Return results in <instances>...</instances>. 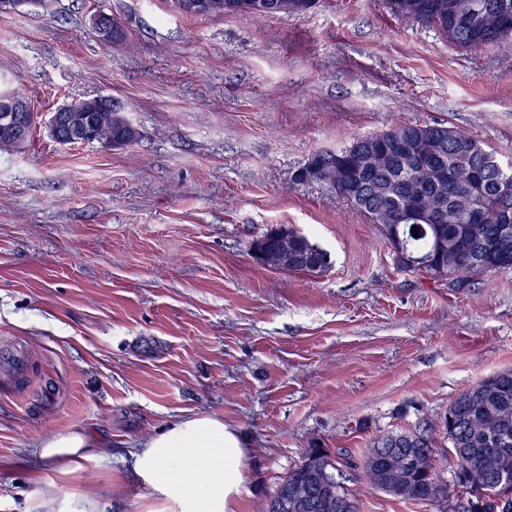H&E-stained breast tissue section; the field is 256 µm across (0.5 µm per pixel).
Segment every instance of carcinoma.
I'll use <instances>...</instances> for the list:
<instances>
[{"mask_svg": "<svg viewBox=\"0 0 512 512\" xmlns=\"http://www.w3.org/2000/svg\"><path fill=\"white\" fill-rule=\"evenodd\" d=\"M181 11L194 16L246 15L260 19L271 15H299L309 11L315 0H279V9L266 10V0H178ZM454 0H391L394 13L403 20L422 23L436 31L454 47L477 50L512 39V0H476L497 21L489 30L486 24L474 25L458 16ZM110 35L108 47L126 42L124 27L107 17ZM70 122L65 144L99 143L122 148L134 145L140 130L118 103L106 108L99 98L73 99L60 106ZM0 111V153L20 152L24 140L5 133L7 120ZM94 126V137L81 132ZM444 139L448 152L444 167L448 179L426 189L428 203L455 219L453 224L422 223L407 216L409 200L405 184L414 180L416 164L412 158H424L433 141ZM493 158L484 172L483 193L479 202L484 212L480 224H469L462 215L471 203L468 170L479 158ZM299 184L324 183L338 196L366 214L379 227L391 246L394 262L402 271H421L446 280L454 288H468L487 273L512 271V214L507 216L501 197L512 205V163H501L494 153L461 129L444 124H400L384 131L353 138L339 150H320L294 175ZM419 237H414V234ZM288 238L293 253L286 270L319 273L329 266L328 253L302 233L284 225L270 228L263 235L262 265L280 268L276 249ZM444 427L456 459V483L466 487V472L478 464L491 465L493 457L507 453L512 457V370L487 377L462 390L445 414ZM390 452L418 460L421 469L409 468L404 474L405 487L385 479L377 489L396 498L422 501L442 506L448 501V485L441 481L436 468L438 446L426 427L391 432L377 437L363 456L366 467ZM335 460L325 448H312L304 459L281 478L267 512H287L281 501L290 484L309 485L306 506L295 512H356L355 501L341 482ZM467 512H495L491 497L470 493Z\"/></svg>", "mask_w": 512, "mask_h": 512, "instance_id": "cac0c4a2", "label": "carcinoma"}]
</instances>
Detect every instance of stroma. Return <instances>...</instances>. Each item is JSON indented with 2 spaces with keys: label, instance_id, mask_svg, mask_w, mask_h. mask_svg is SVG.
I'll use <instances>...</instances> for the list:
<instances>
[{
  "label": "stroma",
  "instance_id": "1",
  "mask_svg": "<svg viewBox=\"0 0 512 512\" xmlns=\"http://www.w3.org/2000/svg\"><path fill=\"white\" fill-rule=\"evenodd\" d=\"M105 10L125 45L104 46ZM48 114L109 95L141 137L63 146L36 129L0 155V512L43 488L22 460L72 426L114 450L63 481L142 512L123 449L193 415L249 445L239 512H264L310 448L361 461L375 438L444 416L512 369V272L455 290L396 268L377 225L294 174L319 150L398 123L466 130L512 161V40L467 52L389 0H318L301 16H190L176 0H56L0 10V91ZM330 255L321 273L249 254L270 226ZM344 485L357 512H438Z\"/></svg>",
  "mask_w": 512,
  "mask_h": 512
}]
</instances>
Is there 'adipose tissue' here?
Listing matches in <instances>:
<instances>
[{"mask_svg":"<svg viewBox=\"0 0 512 512\" xmlns=\"http://www.w3.org/2000/svg\"><path fill=\"white\" fill-rule=\"evenodd\" d=\"M107 453L74 426L35 441L28 463L72 479ZM247 454L238 428L214 416L182 418L142 439L129 458L144 492L143 512H237Z\"/></svg>","mask_w":512,"mask_h":512,"instance_id":"ef3b65f1","label":"adipose tissue"}]
</instances>
